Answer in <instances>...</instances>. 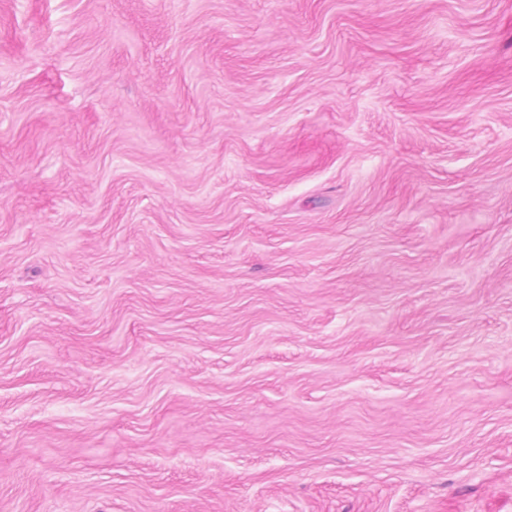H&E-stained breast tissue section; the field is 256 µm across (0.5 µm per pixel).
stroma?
I'll use <instances>...</instances> for the list:
<instances>
[{
    "label": "stroma",
    "mask_w": 512,
    "mask_h": 512,
    "mask_svg": "<svg viewBox=\"0 0 512 512\" xmlns=\"http://www.w3.org/2000/svg\"><path fill=\"white\" fill-rule=\"evenodd\" d=\"M0 512H512V0H0Z\"/></svg>",
    "instance_id": "35a3bbf8"
}]
</instances>
